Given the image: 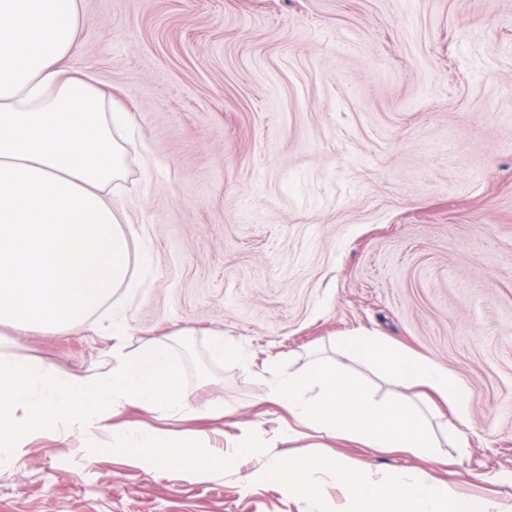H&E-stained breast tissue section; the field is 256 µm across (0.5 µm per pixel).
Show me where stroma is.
Masks as SVG:
<instances>
[{"instance_id": "35a3bbf8", "label": "stroma", "mask_w": 512, "mask_h": 512, "mask_svg": "<svg viewBox=\"0 0 512 512\" xmlns=\"http://www.w3.org/2000/svg\"><path fill=\"white\" fill-rule=\"evenodd\" d=\"M69 67L130 114L111 192L153 266L78 326L0 327V354L62 379L104 377L167 344L188 375L154 426L250 457L199 479L129 457L111 426L30 436L0 467V512H328L266 480L273 461L335 453L372 471L460 482L512 512V0H80ZM121 319L125 334L110 327ZM367 331L469 389L468 415L351 361ZM249 363L209 355L212 333ZM342 365L377 399L407 394L440 440L426 461L313 432L288 438L267 381ZM234 405L198 418L195 407ZM456 423L466 445L447 435Z\"/></svg>"}]
</instances>
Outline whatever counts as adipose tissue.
<instances>
[{
	"label": "adipose tissue",
	"mask_w": 512,
	"mask_h": 512,
	"mask_svg": "<svg viewBox=\"0 0 512 512\" xmlns=\"http://www.w3.org/2000/svg\"><path fill=\"white\" fill-rule=\"evenodd\" d=\"M79 25L78 0H0V326L57 332L128 284V218L105 189L123 174L129 116L93 78L67 67ZM18 288L20 305L9 299ZM336 347L378 365L399 385L431 388L456 417L466 416L469 390L439 364L368 332L341 337ZM267 394L287 407L289 435L305 427L371 448L434 454L436 442L411 404L375 400L336 365L273 377ZM125 445L159 467L190 463L199 477L225 463L147 423L130 430ZM316 472L334 475L349 512H478L454 482L394 471L377 478L337 456L292 459L267 475L310 497Z\"/></svg>",
	"instance_id": "obj_1"
}]
</instances>
